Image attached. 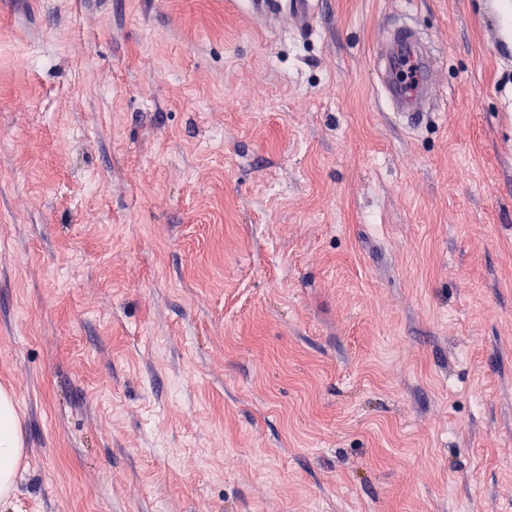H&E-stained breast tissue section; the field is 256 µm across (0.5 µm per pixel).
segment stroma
I'll use <instances>...</instances> for the list:
<instances>
[{"label": "stroma", "mask_w": 512, "mask_h": 512, "mask_svg": "<svg viewBox=\"0 0 512 512\" xmlns=\"http://www.w3.org/2000/svg\"><path fill=\"white\" fill-rule=\"evenodd\" d=\"M0 386V512H512V0H0ZM319 0H253L254 9L264 13L273 6L286 12L292 24L299 30H308L314 21ZM405 69L413 74L410 81L401 80ZM379 70L378 87L393 116L408 127L414 126L435 91L436 65L431 50L411 27H399L386 40ZM20 418L12 392L0 388V500L7 498L15 484L18 466L24 456Z\"/></svg>", "instance_id": "35a3bbf8"}]
</instances>
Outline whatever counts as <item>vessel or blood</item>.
Masks as SVG:
<instances>
[{
  "label": "vessel or blood",
  "instance_id": "1",
  "mask_svg": "<svg viewBox=\"0 0 512 512\" xmlns=\"http://www.w3.org/2000/svg\"><path fill=\"white\" fill-rule=\"evenodd\" d=\"M252 4L261 13L270 7L280 9L296 28L307 30L319 0H252ZM379 70L378 87L394 117L406 126H414L435 91L436 65L431 50L411 27H399L386 42Z\"/></svg>",
  "mask_w": 512,
  "mask_h": 512
}]
</instances>
